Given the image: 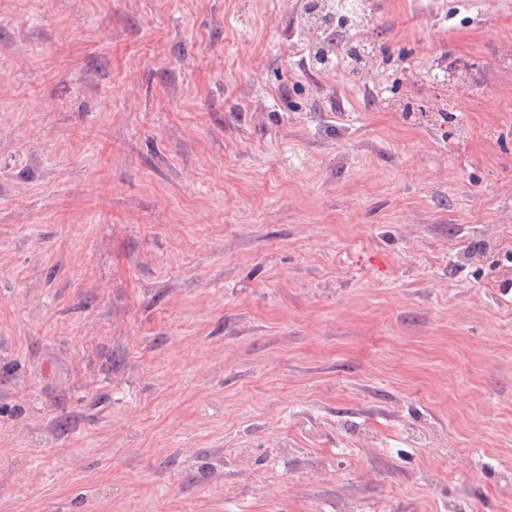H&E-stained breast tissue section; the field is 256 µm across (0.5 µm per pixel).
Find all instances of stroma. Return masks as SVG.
<instances>
[{
	"label": "stroma",
	"instance_id": "1",
	"mask_svg": "<svg viewBox=\"0 0 512 512\" xmlns=\"http://www.w3.org/2000/svg\"><path fill=\"white\" fill-rule=\"evenodd\" d=\"M0 0V512H512V0Z\"/></svg>",
	"mask_w": 512,
	"mask_h": 512
}]
</instances>
